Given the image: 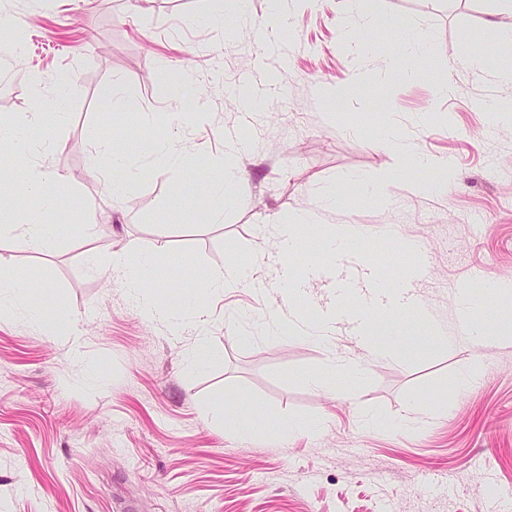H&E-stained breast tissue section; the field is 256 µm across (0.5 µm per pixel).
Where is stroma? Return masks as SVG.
Segmentation results:
<instances>
[{
    "mask_svg": "<svg viewBox=\"0 0 512 512\" xmlns=\"http://www.w3.org/2000/svg\"><path fill=\"white\" fill-rule=\"evenodd\" d=\"M345 2L297 0L282 22L270 0H250L249 21L217 30L201 23L210 0H0V18L26 40L22 66L0 85V117L28 112L29 71L73 79L68 118L50 129L68 179L58 247L44 254L0 236V274H37L51 286L39 305L70 322L61 336L0 312V512H512V334L501 330L512 300H488L478 344L456 301L459 289L512 281V126L479 106L512 102V82L497 78L512 70L501 48L512 17L495 16L496 0H373L395 27L359 52L337 34ZM409 28L428 44L391 68ZM461 42L484 69L455 57ZM357 68L364 80L330 101L326 84ZM176 70L211 125L161 124ZM116 79L133 105L126 115L99 110L100 89ZM390 115L417 152L451 167L446 187L418 193L401 177L383 196L350 190V177L387 165L377 133ZM149 127L183 146L188 164L143 173L111 211L94 145ZM228 134L248 145L246 199L223 224L203 226L206 197L177 198V185L204 176ZM331 187L344 199L322 224L363 226V254L385 279L417 269L408 285L449 341L434 342L412 315L387 360L354 385L317 392L305 373L365 355L354 311L327 346L253 322L284 308L275 224L317 209ZM132 246L157 252L171 306L211 271L254 264L258 285L205 300L213 364L186 362L196 329L172 335L120 277L85 263L87 250ZM467 371L474 384L455 393ZM411 397L420 405L406 433L393 422ZM442 398L448 408L435 412ZM257 411L271 427L239 437L233 421ZM288 421L307 428L283 430Z\"/></svg>",
    "mask_w": 512,
    "mask_h": 512,
    "instance_id": "35a3bbf8",
    "label": "stroma"
}]
</instances>
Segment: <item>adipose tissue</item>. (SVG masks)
<instances>
[{
  "mask_svg": "<svg viewBox=\"0 0 512 512\" xmlns=\"http://www.w3.org/2000/svg\"><path fill=\"white\" fill-rule=\"evenodd\" d=\"M380 139L386 147L389 162L375 176L355 177L352 185L357 191H380L411 167L428 170L438 166L435 158L413 157L410 144L393 126L382 127ZM142 142V149L136 151L130 148L128 142L115 139L99 143L96 148V168L106 176L113 202L119 203L126 198L131 181L141 172L143 156H151L150 170L157 176L183 166L182 152L174 149L170 143L153 139L147 133L143 134ZM60 149L59 142L46 131L40 105H33L23 119L13 124H0V151L10 155L15 167L22 170L23 192L27 199L26 204L15 208H0V235L17 230L33 249L52 251L59 237L57 215L64 206L60 188L66 184L67 178L63 173L34 167L31 160L36 156L51 158ZM238 155L237 143H227L223 155L216 159L207 177L187 183L188 191H199L209 200L203 215L204 223H223L225 210L244 199V181L236 165ZM317 221V214L307 211L276 227L277 256L281 267L289 271L287 279L291 287L288 296L296 301L303 298L306 279L301 272L294 270V258L298 252L305 250L307 241L304 233ZM88 262L96 269L108 265L120 276L125 288L138 294V303L146 312L168 314L173 334H180L187 324L201 323L205 311L197 298L186 299L183 311L172 316L162 296H140L139 291L147 278L157 272L154 254L141 252L133 257L116 253L104 262L92 253L88 256ZM41 289V284L28 274L1 277L0 310L14 306L28 307L30 318L36 326L44 328L51 325L57 333H65L67 322L63 317L54 318L49 309L30 306L31 295ZM359 294L363 308L353 331L366 352L367 361L385 360L390 355L402 316L418 310V300L410 288H387L381 279L374 276L366 278ZM264 328L275 335L293 336L305 341H321L328 335L327 320L322 314L308 308L297 309L291 317L265 323Z\"/></svg>",
  "mask_w": 512,
  "mask_h": 512,
  "instance_id": "ef3b65f1",
  "label": "adipose tissue"
}]
</instances>
